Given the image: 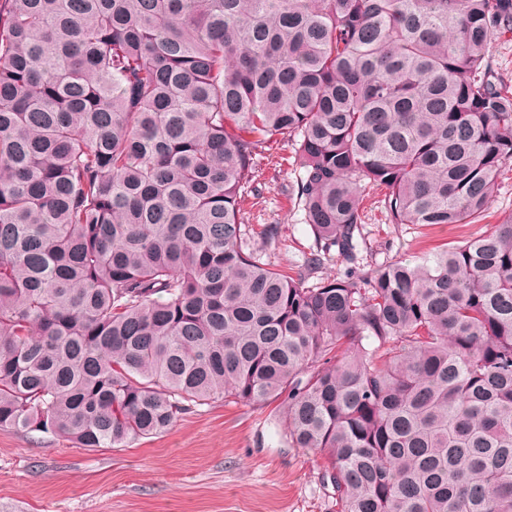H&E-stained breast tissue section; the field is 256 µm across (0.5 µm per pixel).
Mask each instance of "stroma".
Listing matches in <instances>:
<instances>
[{
    "instance_id": "stroma-1",
    "label": "stroma",
    "mask_w": 512,
    "mask_h": 512,
    "mask_svg": "<svg viewBox=\"0 0 512 512\" xmlns=\"http://www.w3.org/2000/svg\"><path fill=\"white\" fill-rule=\"evenodd\" d=\"M299 170L291 143L257 158L245 187L243 222L262 261L296 271L314 245L297 199ZM479 224L389 223L373 189L362 192L364 265L414 262L443 244L491 231L512 215V171ZM278 228L265 242L266 225ZM324 460L289 446L277 400L215 399L179 416L164 433L119 448H76L41 433L0 429V512H340Z\"/></svg>"
}]
</instances>
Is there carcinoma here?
Returning a JSON list of instances; mask_svg holds the SVG:
<instances>
[{"label": "carcinoma", "instance_id": "carcinoma-1", "mask_svg": "<svg viewBox=\"0 0 512 512\" xmlns=\"http://www.w3.org/2000/svg\"><path fill=\"white\" fill-rule=\"evenodd\" d=\"M507 33L512 0H0V429L115 448L273 397L341 512H512V216L356 261L366 184L393 224L481 221ZM280 138L294 276L241 221ZM488 52L498 76L512 90V35L493 42Z\"/></svg>", "mask_w": 512, "mask_h": 512}]
</instances>
